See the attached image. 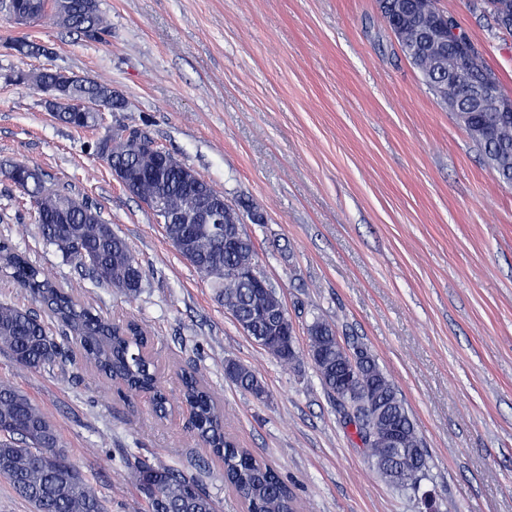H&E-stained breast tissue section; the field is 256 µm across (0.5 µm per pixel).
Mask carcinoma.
I'll return each mask as SVG.
<instances>
[{
    "mask_svg": "<svg viewBox=\"0 0 512 512\" xmlns=\"http://www.w3.org/2000/svg\"><path fill=\"white\" fill-rule=\"evenodd\" d=\"M83 2L71 0L69 16L56 25L87 41L89 32L94 30L99 33L96 41H106L111 34L110 26L97 8L83 14ZM476 6L489 13L498 28L512 32V15L508 17L503 11L492 9L488 0H476ZM405 8L425 9L433 14L435 22H445L446 13L437 7L436 0H380V12L389 29L401 23L398 13ZM399 46L406 59L413 58L418 67L428 70L424 78L431 91L438 92L448 82V72L436 69L434 60L439 54L458 53L455 46L422 45L417 33L410 29L399 33ZM459 57L473 80L501 84L484 59H470L463 53ZM107 88L109 85L93 80L78 90L79 98L99 101L101 109L92 118L76 113L59 114L56 119L75 130L96 127L101 110L111 112L122 107V103L104 96ZM465 118L467 132L487 165L501 183L511 186L512 112H467ZM122 136L132 147L141 142L155 144L150 131L142 127H124L115 133L117 138ZM105 161L109 166L116 163L140 173L143 193H158L163 208L171 213L183 210L196 190L224 197L202 178L187 182L183 163L178 160L165 164L158 173L154 167L146 166L144 157L134 150L115 160L109 153ZM73 197L75 193L65 185L46 192L42 174L30 186L27 198L37 213L35 223L43 239L102 286L129 298L137 297L145 270L127 241L102 217L97 204L84 197L80 209L68 212V221L57 220ZM224 210L239 223L246 216L254 223L261 220L258 207L250 200L226 203ZM170 232L181 238V254L190 251L199 268L219 271L212 285L235 321L250 324L247 336L257 342L273 335V327L263 316V304L274 302L278 293L270 284L265 290L250 288L238 278V268L246 255L230 252L210 236L195 233L190 224H173ZM0 274L12 279L37 304L32 308L0 303V351L7 353L16 365L38 370L64 363L71 356V348L76 347L87 364L118 388L127 393L150 394L155 414H167L170 399L160 385V371L150 349L147 328L133 321L120 323L103 317L76 294V287L54 281L2 239ZM42 309L50 312L49 319L41 316ZM294 333L289 329L282 333L280 342L263 343L261 347L283 364H292L300 353ZM308 340L309 347L326 352V357L313 366L324 390L336 399L344 424L354 425L369 465L391 486L417 489L428 468L427 456L424 448L417 447L418 432L403 398L370 349L362 343L340 347L335 329L320 318L309 325ZM224 373L242 391L257 398L264 394L249 368L228 360ZM182 383L183 401L194 414V437L222 463L224 483L247 512H297L296 498L277 470L240 447L226 433L224 413L205 381L194 372H186ZM379 409L388 412L393 428L413 440L410 448L394 449L389 465L384 462V440L378 435L381 421L375 420ZM0 434L5 437L0 442V477L8 480L36 512H106L103 500L89 481L79 473L69 475L71 461L67 454L51 460L42 457L40 444L49 440L60 443L56 427L22 390L7 382H0ZM126 466L144 502V512H217L215 500L196 475L140 456L126 459Z\"/></svg>",
    "mask_w": 512,
    "mask_h": 512,
    "instance_id": "cac0c4a2",
    "label": "carcinoma"
}]
</instances>
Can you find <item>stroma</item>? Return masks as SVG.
Instances as JSON below:
<instances>
[{
    "mask_svg": "<svg viewBox=\"0 0 512 512\" xmlns=\"http://www.w3.org/2000/svg\"><path fill=\"white\" fill-rule=\"evenodd\" d=\"M484 51L512 96V32L471 0H438ZM112 28L89 44L44 21L30 40L0 17V239L59 283L81 282L103 316L152 332L176 406L119 396L82 361L39 371L0 352V381L54 423L64 452L108 512H141L123 458L136 453L196 471L219 512H245L222 468L197 445L177 404L182 370L203 375L226 431L271 463L300 512H512V187L500 184L403 56L376 0H99ZM53 69L111 85L122 109L94 130L67 127L40 92L9 82ZM147 126L226 202L252 198L245 222L258 272L306 342L315 318L342 343H364L404 398L428 454L418 491L367 463L308 357L284 365L247 336L211 282L171 246L148 207L117 183L87 142ZM17 163L97 202L146 271L132 300L82 277L23 213L4 175ZM253 370L255 398L224 376Z\"/></svg>",
    "mask_w": 512,
    "mask_h": 512,
    "instance_id": "1",
    "label": "stroma"
}]
</instances>
